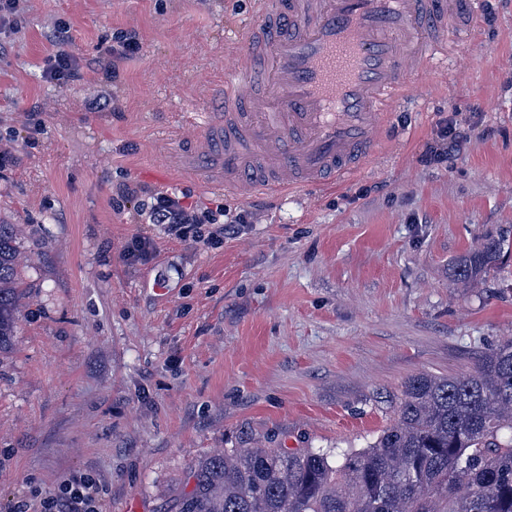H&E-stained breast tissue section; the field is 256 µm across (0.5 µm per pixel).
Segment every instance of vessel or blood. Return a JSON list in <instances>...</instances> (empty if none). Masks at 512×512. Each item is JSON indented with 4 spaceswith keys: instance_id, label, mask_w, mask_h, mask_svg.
<instances>
[{
    "instance_id": "1",
    "label": "vessel or blood",
    "mask_w": 512,
    "mask_h": 512,
    "mask_svg": "<svg viewBox=\"0 0 512 512\" xmlns=\"http://www.w3.org/2000/svg\"><path fill=\"white\" fill-rule=\"evenodd\" d=\"M231 43L224 111L183 163L241 198L329 188L389 138L387 114L475 25L473 0H255Z\"/></svg>"
}]
</instances>
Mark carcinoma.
<instances>
[{
	"label": "carcinoma",
	"instance_id": "1",
	"mask_svg": "<svg viewBox=\"0 0 512 512\" xmlns=\"http://www.w3.org/2000/svg\"><path fill=\"white\" fill-rule=\"evenodd\" d=\"M489 238L453 266L463 284L497 269ZM16 232L0 224V351L19 301ZM176 512H512V339L469 375H415L396 416L361 450L226 448L191 469Z\"/></svg>",
	"mask_w": 512,
	"mask_h": 512
}]
</instances>
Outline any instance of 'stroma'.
I'll use <instances>...</instances> for the list:
<instances>
[{
    "instance_id": "stroma-1",
    "label": "stroma",
    "mask_w": 512,
    "mask_h": 512,
    "mask_svg": "<svg viewBox=\"0 0 512 512\" xmlns=\"http://www.w3.org/2000/svg\"><path fill=\"white\" fill-rule=\"evenodd\" d=\"M475 2L454 74L418 76L361 172L242 200L178 160L187 115L224 109V47L255 0H21L0 34V224L23 290L0 353V512L82 474L104 512H166L227 448L367 447L408 378L470 374L512 338V256L475 288L452 272L512 237V0ZM61 19L83 64L63 85L43 78ZM127 28L142 50L114 79L95 60ZM103 90L115 110L87 111ZM445 119L469 141L424 164ZM130 182L253 220L215 245L175 240L113 207ZM136 237L150 247L134 259Z\"/></svg>"
}]
</instances>
